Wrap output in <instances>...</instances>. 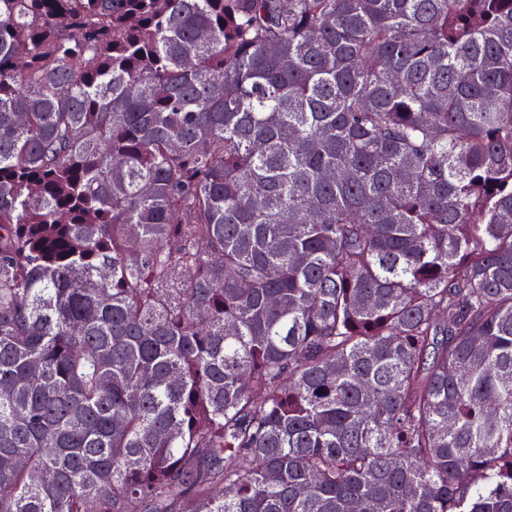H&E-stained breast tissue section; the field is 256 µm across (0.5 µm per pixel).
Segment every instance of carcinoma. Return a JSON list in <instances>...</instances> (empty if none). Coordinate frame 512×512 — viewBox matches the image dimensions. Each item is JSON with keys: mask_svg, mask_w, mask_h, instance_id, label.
<instances>
[{"mask_svg": "<svg viewBox=\"0 0 512 512\" xmlns=\"http://www.w3.org/2000/svg\"><path fill=\"white\" fill-rule=\"evenodd\" d=\"M0 512H512V0H0Z\"/></svg>", "mask_w": 512, "mask_h": 512, "instance_id": "cac0c4a2", "label": "carcinoma"}]
</instances>
